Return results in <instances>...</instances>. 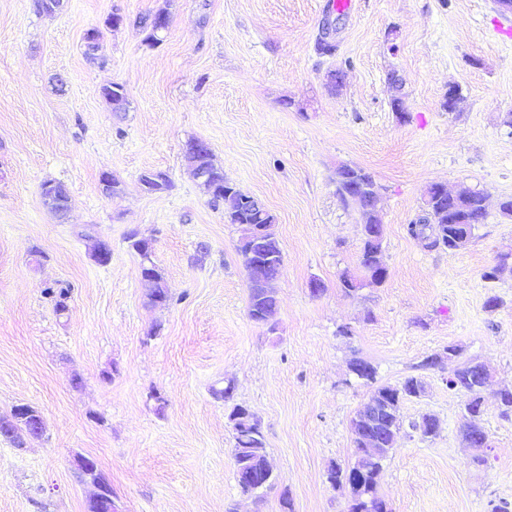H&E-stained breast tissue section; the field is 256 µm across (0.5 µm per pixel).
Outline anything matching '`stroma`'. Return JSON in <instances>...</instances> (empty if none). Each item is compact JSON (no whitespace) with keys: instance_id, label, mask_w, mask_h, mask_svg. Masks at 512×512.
<instances>
[{"instance_id":"stroma-1","label":"stroma","mask_w":512,"mask_h":512,"mask_svg":"<svg viewBox=\"0 0 512 512\" xmlns=\"http://www.w3.org/2000/svg\"><path fill=\"white\" fill-rule=\"evenodd\" d=\"M161 10L169 25L154 43L139 19ZM323 39L334 55L318 52ZM112 83L123 110L102 95ZM452 84L463 100L449 112ZM510 111L512 13L494 0H353L342 13L327 0H65L51 15L35 0H0V415L28 404L44 421L24 447L0 439V512H88L95 488L78 454L95 460L118 512H347L348 490L327 473L351 462L350 421L369 398L349 371L356 357L378 382L426 386L404 402L383 462L391 512H512V417L495 397L512 388V276L482 277L512 252V218L499 211L512 197ZM192 138L274 217L275 329L248 316L240 227L194 178ZM345 164L382 188L389 271L353 296L340 279L358 270L361 226L336 196ZM148 170L171 189L145 192ZM105 172L120 196L101 193ZM48 181L67 190L65 215L43 205ZM436 182L487 196L461 252L407 232ZM133 233L152 244L166 304L150 300ZM99 239L112 250L104 265ZM53 288L69 291L64 312ZM493 295L502 303L491 309ZM451 345L493 371L479 467L461 433L465 398L446 384L451 363L424 364ZM230 379L279 476L260 501L236 481L217 395ZM424 414L440 424L427 439L410 428Z\"/></svg>"}]
</instances>
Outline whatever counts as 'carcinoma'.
<instances>
[{"mask_svg":"<svg viewBox=\"0 0 512 512\" xmlns=\"http://www.w3.org/2000/svg\"><path fill=\"white\" fill-rule=\"evenodd\" d=\"M367 177V172L358 166H345L336 171V195L341 202L353 191L352 185L357 180ZM224 202V213L232 224H272L274 216L258 201L249 208L239 209L233 206L228 196H216ZM361 216L362 247L358 259L359 268L365 276L372 279L376 271L377 255L381 253L382 240L371 236V227L365 213ZM487 219L486 196L480 190L467 192V200L460 210L452 211L438 203H429L417 219L409 225L408 232L413 237L435 234L441 248L455 251V240L467 236L472 240L475 230ZM277 311L275 291L266 293L263 299L258 295H249L248 313L256 322L264 320ZM351 371L356 379L371 388L370 396L377 397L387 403L390 412L381 415L377 424L371 428V436L382 440L384 447L395 445L393 438L402 429L400 409L404 401L418 397L423 392L422 380L418 377H407L397 385L379 384L376 382L374 367L360 359L351 363ZM489 374L485 365L475 359H467L458 363L455 373L448 375V389L462 393L466 397V418L463 424V435L473 439L474 443L487 438L483 425V393ZM354 461L342 466L332 467L327 475L332 486H345L350 492L348 512H391L387 502L379 493V480L382 472V461L368 459L364 456L363 439H353ZM266 460L264 434L262 430L244 425L234 431V463L235 472L254 469Z\"/></svg>","mask_w":512,"mask_h":512,"instance_id":"cac0c4a2","label":"carcinoma"}]
</instances>
